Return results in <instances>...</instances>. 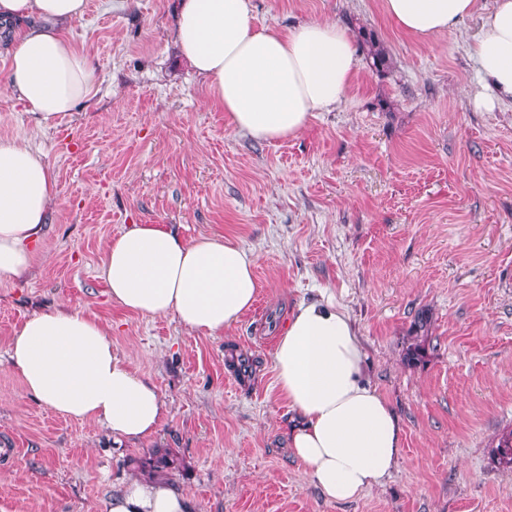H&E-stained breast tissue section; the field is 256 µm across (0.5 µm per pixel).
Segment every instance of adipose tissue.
<instances>
[{
  "mask_svg": "<svg viewBox=\"0 0 512 512\" xmlns=\"http://www.w3.org/2000/svg\"><path fill=\"white\" fill-rule=\"evenodd\" d=\"M87 0H0L8 32L6 89L36 118L62 120L97 93L88 55L68 31ZM252 0H180L174 40L208 89L211 106L252 140L302 132L343 101L358 70L350 31L312 21L283 31L253 21ZM403 31L425 40L477 13V0H383ZM482 77L512 103V0H496L469 45ZM58 197L44 154L25 139H0V281L27 277ZM253 251L219 235L189 238L170 224H132L109 239L99 267L124 309L174 317L187 329L223 335L258 295ZM9 365L28 394L58 414L110 429L116 443L156 434L166 407L155 384L113 351L109 329L67 306L34 315L12 335ZM276 388L299 417L292 457L331 502L381 485L401 452L402 429L364 370L361 341L329 294L300 303L277 338ZM99 512H189L167 480L132 479L101 499Z\"/></svg>",
  "mask_w": 512,
  "mask_h": 512,
  "instance_id": "1",
  "label": "adipose tissue"
}]
</instances>
